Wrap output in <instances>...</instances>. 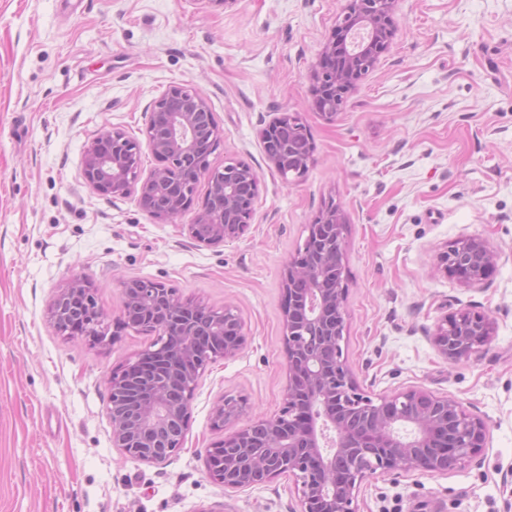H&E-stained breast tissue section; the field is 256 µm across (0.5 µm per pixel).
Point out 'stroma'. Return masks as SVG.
Wrapping results in <instances>:
<instances>
[{"label":"stroma","mask_w":512,"mask_h":512,"mask_svg":"<svg viewBox=\"0 0 512 512\" xmlns=\"http://www.w3.org/2000/svg\"><path fill=\"white\" fill-rule=\"evenodd\" d=\"M346 0H0V512H298L294 478L225 491L206 454L287 383L285 263L328 204L347 217L341 346L366 392L422 388L487 426L484 452L444 473L366 478L359 512H512V0H400L397 33L335 120L312 106L311 71ZM202 92L224 142L209 161L250 165L258 198L247 234L205 246L136 196L84 182L102 129L140 136L169 86ZM297 113L315 144L299 179L269 162L262 131ZM464 237L501 258L468 288L434 272ZM76 278L95 287L109 342L60 332L50 305ZM142 278L209 309L232 305L247 342L209 364L183 447L146 464L112 445L109 380L155 334L123 327L120 284ZM468 306L495 334L448 362L433 333ZM243 397L217 430L213 409Z\"/></svg>","instance_id":"35a3bbf8"}]
</instances>
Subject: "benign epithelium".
<instances>
[{
	"label": "benign epithelium",
	"instance_id": "7a95c632",
	"mask_svg": "<svg viewBox=\"0 0 512 512\" xmlns=\"http://www.w3.org/2000/svg\"><path fill=\"white\" fill-rule=\"evenodd\" d=\"M399 0H347L343 17L325 43L311 73L313 106L327 121L341 110L347 95L372 69L397 32ZM143 135L161 166L143 174L141 142L121 128L105 130L85 148L82 176L92 190L124 197L154 185L164 198L142 210L173 220L193 202L196 184L205 180V199L193 223L191 239L217 246L241 239L249 230L256 193L234 183L258 185L245 162L233 170L210 166L209 156L224 142L206 97L182 84L171 85L147 109ZM283 119L300 134L306 129L295 114ZM281 119V120H283ZM281 120L262 133L266 155L281 174L303 176L313 162V142L286 156L270 148ZM347 218L336 206L325 208L308 225L302 250L283 275L284 349L287 384L278 415L257 416L214 444L219 459L207 458L209 475L227 491H240L281 476L300 482L299 512H359L361 483L377 471L443 473L479 456L486 424L456 400L421 388L372 397L364 392L343 356L346 288L343 243ZM500 252L479 238H462L438 253L436 269L467 287L485 283ZM123 309L140 315L137 328L158 343L128 362L110 379L107 413L112 444L147 464H159L182 449L190 424V406L199 378L209 363L235 356L246 343L236 309H205L162 283L129 279L122 283ZM59 331L106 340L100 330L92 285L73 280L51 305ZM495 334L485 313L459 308L440 318L433 343L447 360L477 355ZM246 400L223 398L213 410L216 428L239 418Z\"/></svg>",
	"mask_w": 512,
	"mask_h": 512
}]
</instances>
